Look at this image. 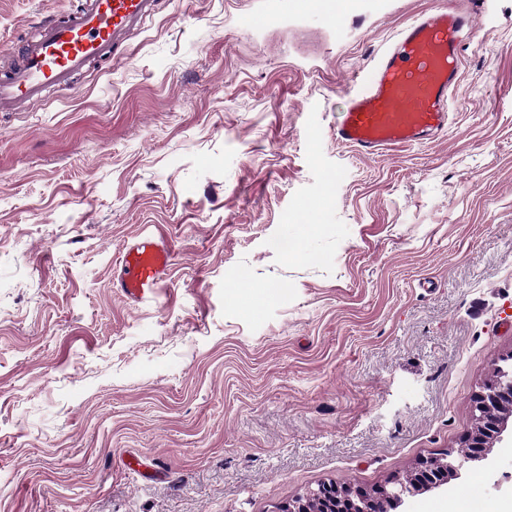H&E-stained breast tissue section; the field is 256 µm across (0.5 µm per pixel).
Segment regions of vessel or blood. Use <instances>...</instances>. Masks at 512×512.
Wrapping results in <instances>:
<instances>
[{"label": "vessel or blood", "mask_w": 512, "mask_h": 512, "mask_svg": "<svg viewBox=\"0 0 512 512\" xmlns=\"http://www.w3.org/2000/svg\"><path fill=\"white\" fill-rule=\"evenodd\" d=\"M155 0H90L81 10L49 16L24 45L21 61L0 77V110L67 88L91 61L118 50L132 26ZM474 23L470 13L450 7L425 11L400 34L350 95L335 134L364 155L427 142L448 126V102L462 64V38ZM173 253L168 239L148 234L128 243L112 281L126 300H154L168 279Z\"/></svg>", "instance_id": "1"}]
</instances>
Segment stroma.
<instances>
[{
    "instance_id": "stroma-1",
    "label": "stroma",
    "mask_w": 512,
    "mask_h": 512,
    "mask_svg": "<svg viewBox=\"0 0 512 512\" xmlns=\"http://www.w3.org/2000/svg\"><path fill=\"white\" fill-rule=\"evenodd\" d=\"M477 2L250 26L261 0H156L0 112V512H285L458 452L512 354V0L476 16L444 135L367 158L335 129L405 26ZM83 3L0 0V74ZM158 232L171 278L129 302L121 247ZM491 456L397 512L512 502Z\"/></svg>"
}]
</instances>
